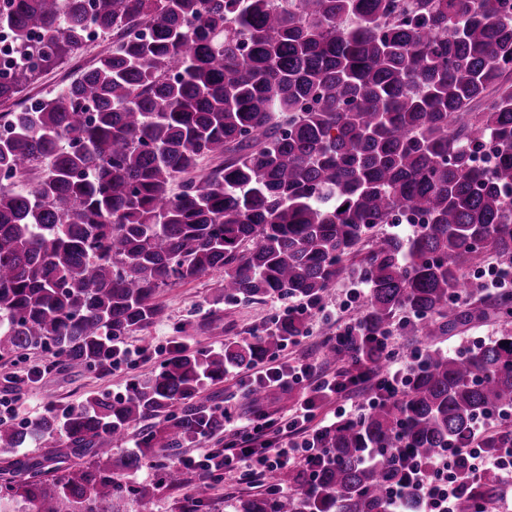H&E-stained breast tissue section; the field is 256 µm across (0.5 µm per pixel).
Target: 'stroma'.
Segmentation results:
<instances>
[{"label":"stroma","mask_w":512,"mask_h":512,"mask_svg":"<svg viewBox=\"0 0 512 512\" xmlns=\"http://www.w3.org/2000/svg\"><path fill=\"white\" fill-rule=\"evenodd\" d=\"M101 48V43L89 44L82 57L62 64L31 84L27 90L28 95L38 96L64 86L81 69L91 64ZM354 278L353 270L349 269L336 280L325 296L327 309L331 314L330 320L309 322V334L299 337L297 343L288 345L281 351V359L322 357V339L335 333V319L347 313L361 314V307L349 308L345 305L347 292ZM220 280V274L214 272L161 289L156 296V301L162 308L161 316L147 329L127 336L126 344L154 349L170 340L178 339L186 341L191 348L206 349L215 343L211 334L215 328L222 330L225 338L250 341L271 325L273 317L281 315L282 303L277 299L263 303H214L213 297ZM464 307L474 312V319L445 336L440 343L442 349L458 353L504 335L506 324L491 307L485 293H474ZM45 356V351L38 350L21 357H0L1 373L16 371L26 376L19 390L26 402L27 420L37 419L52 409L59 411L76 407L92 396L108 395L116 398L127 392L129 375L114 374L107 370L76 369L63 360L57 361L50 373L28 376V368L41 364ZM239 380V374L231 372L225 375L223 381L209 386L205 391L208 404L214 406L227 401L237 415L245 416L251 411L261 410L274 418L281 416L294 405V395L277 391H264L253 397H246L240 392Z\"/></svg>","instance_id":"35a3bbf8"}]
</instances>
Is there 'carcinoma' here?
I'll list each match as a JSON object with an SVG mask.
<instances>
[{"mask_svg":"<svg viewBox=\"0 0 512 512\" xmlns=\"http://www.w3.org/2000/svg\"><path fill=\"white\" fill-rule=\"evenodd\" d=\"M111 39L51 97L0 113V353L52 349L106 370L112 342L157 320L162 288L224 275L215 302L315 303L365 245L358 335L336 362L381 370L372 336L416 315L424 364L404 393L322 436L327 460L283 469L290 493L235 512H387L396 448H497L476 420L512 407V334L449 355L448 311L486 255L512 266V4L508 0H8L0 29L18 62L0 103ZM149 28L152 35L142 36ZM496 146L490 169L475 167ZM219 161L200 179L201 160ZM410 212L418 228L385 234ZM512 322V291L492 299ZM306 329L286 315L249 342L170 355L122 398L0 425V501L17 512H126L156 485L126 475L209 425L207 385ZM160 418L147 423L150 418ZM136 431L137 448L114 455ZM62 432L82 462L16 456ZM466 480L455 512L493 498Z\"/></svg>","mask_w":512,"mask_h":512,"instance_id":"1","label":"carcinoma"}]
</instances>
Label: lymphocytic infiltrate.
<instances>
[{
	"mask_svg": "<svg viewBox=\"0 0 512 512\" xmlns=\"http://www.w3.org/2000/svg\"><path fill=\"white\" fill-rule=\"evenodd\" d=\"M422 359V351H414L409 365L385 378L354 362L330 372L314 361L301 359L291 364L270 354L263 365L255 367L252 376L262 386L285 393L303 389L291 414L277 420L259 413L238 422L232 419L228 408L212 409L215 424L202 434V447L179 456L176 464L203 483L221 480L234 472L243 483L264 486L267 475L275 470L291 464L306 466L327 456V449L319 447L315 440L317 402L333 396L347 399L368 390L380 397L399 396L412 366ZM219 434L225 437L222 446L210 447L211 438ZM488 470L496 473L501 494L512 492V440L493 450L469 448L459 452L450 448L427 462L410 459L404 479L390 487L387 499L398 505L413 495L418 512H454L465 476L475 477Z\"/></svg>",
	"mask_w": 512,
	"mask_h": 512,
	"instance_id": "obj_1",
	"label": "lymphocytic infiltrate"
}]
</instances>
